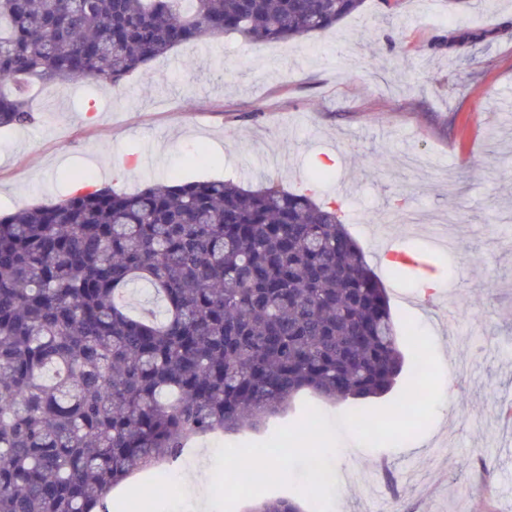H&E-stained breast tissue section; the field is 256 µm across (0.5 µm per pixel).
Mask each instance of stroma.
<instances>
[{
	"label": "stroma",
	"instance_id": "35a3bbf8",
	"mask_svg": "<svg viewBox=\"0 0 512 512\" xmlns=\"http://www.w3.org/2000/svg\"><path fill=\"white\" fill-rule=\"evenodd\" d=\"M482 42L432 49L440 35ZM34 123L0 130V211L56 201L83 170L96 186L132 193L174 178L258 185L271 176L305 192L309 168L336 162L317 202L342 220L409 320L429 357L428 401L409 394L404 368L385 396L364 401L377 421L349 424V405L302 392L255 430L224 435L228 448H267L293 468L295 422L316 415L308 447L327 434L336 481L326 512H512V0H365L334 28L288 45L236 35L182 45L119 88L82 80L32 91ZM399 245L436 256L437 286L393 278L380 257ZM454 306L446 322L440 308ZM423 419L409 438L384 419ZM488 462V476L479 473ZM303 497L296 476L218 493L212 512H245L256 499ZM193 512L163 469L112 491V512Z\"/></svg>",
	"mask_w": 512,
	"mask_h": 512
}]
</instances>
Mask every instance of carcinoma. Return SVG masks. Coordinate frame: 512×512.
Masks as SVG:
<instances>
[{"mask_svg": "<svg viewBox=\"0 0 512 512\" xmlns=\"http://www.w3.org/2000/svg\"><path fill=\"white\" fill-rule=\"evenodd\" d=\"M0 0V128L24 87L114 88L189 41L323 32L364 0ZM150 288L161 313L124 294ZM386 289L339 209L269 180L73 192L0 213V512H108L110 489L198 438L401 374ZM251 512H304L291 497Z\"/></svg>", "mask_w": 512, "mask_h": 512, "instance_id": "cac0c4a2", "label": "carcinoma"}]
</instances>
